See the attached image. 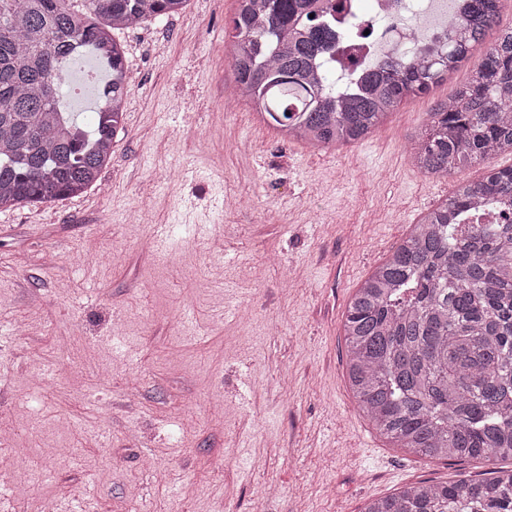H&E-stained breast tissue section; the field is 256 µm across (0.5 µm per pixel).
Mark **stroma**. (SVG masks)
<instances>
[{"label":"stroma","instance_id":"stroma-1","mask_svg":"<svg viewBox=\"0 0 512 512\" xmlns=\"http://www.w3.org/2000/svg\"><path fill=\"white\" fill-rule=\"evenodd\" d=\"M235 10L189 0L119 32L110 164L81 196L0 212V491L29 486L10 512H362L490 468L382 437L343 336L357 288L452 191L410 137L467 68L359 143L288 141L226 85Z\"/></svg>","mask_w":512,"mask_h":512}]
</instances>
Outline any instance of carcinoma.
<instances>
[{
	"instance_id": "1",
	"label": "carcinoma",
	"mask_w": 512,
	"mask_h": 512,
	"mask_svg": "<svg viewBox=\"0 0 512 512\" xmlns=\"http://www.w3.org/2000/svg\"><path fill=\"white\" fill-rule=\"evenodd\" d=\"M188 0H0V211L79 196L109 164L129 92L114 34L182 11ZM238 94L287 140L349 145L407 99L480 53L466 81L435 103L412 160L432 178L458 176L352 297L343 323L348 379L375 429L431 460L512 459V166L463 174L512 152V27L484 46L503 0H469L468 26L448 25V56L430 70L395 59L340 95L315 69L336 38L369 41L372 26L336 33L344 0H237ZM109 79L94 127L60 105L59 60L79 47ZM363 512H512V470L418 483Z\"/></svg>"
}]
</instances>
